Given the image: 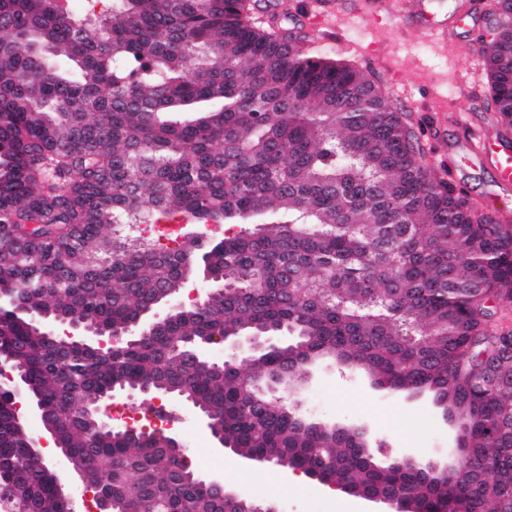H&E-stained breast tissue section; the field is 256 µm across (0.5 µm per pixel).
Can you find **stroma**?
<instances>
[{"mask_svg":"<svg viewBox=\"0 0 512 512\" xmlns=\"http://www.w3.org/2000/svg\"><path fill=\"white\" fill-rule=\"evenodd\" d=\"M380 2L372 13L363 0H258L253 18L265 29L301 32L311 55L355 45L351 63L380 81L391 103L401 108L426 163L470 201L497 206L499 217L512 224V188L500 185L490 166L470 162L464 135L470 129L494 148L512 151V128H504L487 108L490 91L477 51L476 37L488 22V0H426L434 23L448 30L444 39L419 34L416 20L399 15L398 0ZM163 405L174 419L171 433L194 444L193 466L219 478L225 488L274 504L279 512H385L384 506L351 494L330 499L318 481L306 477L293 485L287 469L218 450L191 408L176 399ZM302 410L335 422L366 424L372 446L391 459L405 453L452 459V425L428 398L391 397L345 369L320 374Z\"/></svg>","mask_w":512,"mask_h":512,"instance_id":"35a3bbf8","label":"stroma"}]
</instances>
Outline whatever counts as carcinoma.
I'll use <instances>...</instances> for the list:
<instances>
[{"instance_id":"obj_1","label":"carcinoma","mask_w":512,"mask_h":512,"mask_svg":"<svg viewBox=\"0 0 512 512\" xmlns=\"http://www.w3.org/2000/svg\"><path fill=\"white\" fill-rule=\"evenodd\" d=\"M479 37L491 111L512 126V0ZM251 0H112L80 20L61 0H0V359H13L87 487L116 512H250L202 484L161 433L103 431L85 407L148 389L216 416L241 457L406 495L407 512H512V386H481L512 330V226L456 194L362 69L308 57L255 25ZM157 227L131 243L119 225ZM210 224H232L224 237ZM208 270L224 287L176 304ZM459 277L482 285L453 291ZM143 340L97 346L158 306ZM284 333L243 370L192 344ZM322 364L390 396H428L454 422L464 481L440 485L296 407ZM272 382L264 396L245 382ZM0 384V499L67 512ZM495 451H490V447Z\"/></svg>"}]
</instances>
